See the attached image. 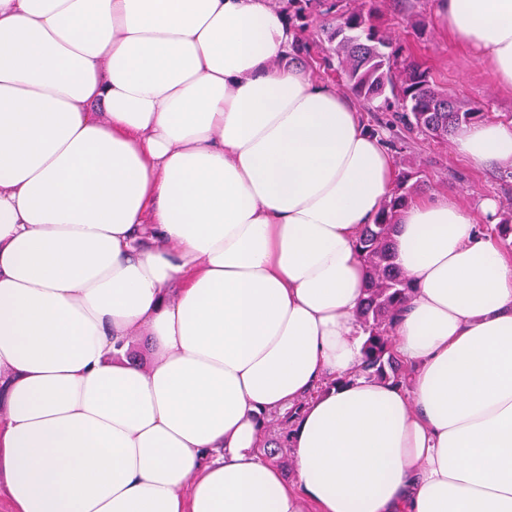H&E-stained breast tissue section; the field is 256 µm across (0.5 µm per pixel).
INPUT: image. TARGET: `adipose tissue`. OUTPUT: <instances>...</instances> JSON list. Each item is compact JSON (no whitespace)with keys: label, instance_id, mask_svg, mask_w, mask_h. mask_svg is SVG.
Returning a JSON list of instances; mask_svg holds the SVG:
<instances>
[{"label":"adipose tissue","instance_id":"1","mask_svg":"<svg viewBox=\"0 0 512 512\" xmlns=\"http://www.w3.org/2000/svg\"><path fill=\"white\" fill-rule=\"evenodd\" d=\"M512 96V0H433ZM271 0H0V481L14 512H512V249L444 194L356 376L383 137ZM456 152L512 169V122ZM149 336L153 362L122 357ZM304 408L294 481L263 421Z\"/></svg>","mask_w":512,"mask_h":512}]
</instances>
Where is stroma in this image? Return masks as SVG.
<instances>
[{
  "mask_svg": "<svg viewBox=\"0 0 512 512\" xmlns=\"http://www.w3.org/2000/svg\"><path fill=\"white\" fill-rule=\"evenodd\" d=\"M365 4L380 11L383 25L399 38L404 53L429 68L438 88L463 101L482 103L487 119L512 121V98L495 88L484 67L460 44L437 31L431 0H403L399 5L394 0H365ZM363 118L394 144L396 166L417 159L426 192L448 194L473 212L489 197L497 200L499 211L512 207V169L474 164L461 157L453 143L408 133L394 110L367 109Z\"/></svg>",
  "mask_w": 512,
  "mask_h": 512,
  "instance_id": "stroma-1",
  "label": "stroma"
}]
</instances>
